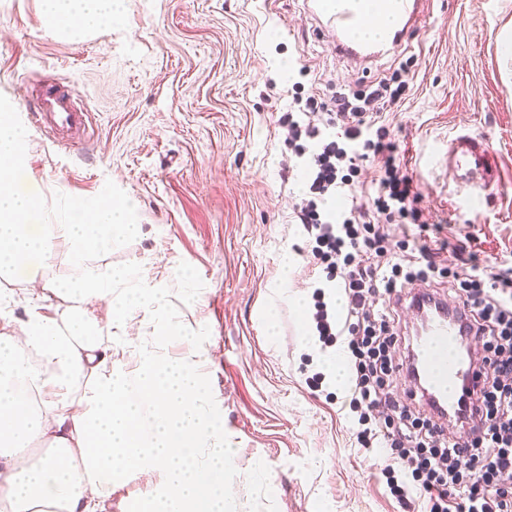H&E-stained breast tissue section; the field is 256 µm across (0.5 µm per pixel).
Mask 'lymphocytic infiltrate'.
Masks as SVG:
<instances>
[{"label":"lymphocytic infiltrate","instance_id":"obj_1","mask_svg":"<svg viewBox=\"0 0 512 512\" xmlns=\"http://www.w3.org/2000/svg\"><path fill=\"white\" fill-rule=\"evenodd\" d=\"M409 83L402 72L366 85L339 86L331 103L307 96L297 113H286L288 142L310 154V199L298 218L313 242L312 254L330 287L345 303L341 316L329 314L324 291H317L313 320L324 343L346 337L351 364L349 406L358 415L354 432L366 451L377 452L390 492L424 512H512V268L479 263L464 242L451 247L448 263L426 239L403 244L404 263L389 258L388 227L428 220L412 177L398 162L391 132L382 119L398 106ZM327 113L325 126L313 115ZM379 167L375 195L357 200L363 161ZM352 197L335 214L318 208L323 196ZM448 281V293L462 300L474 341L485 352V380L476 401L479 420L464 423L465 435L447 440L441 424L416 415L394 399L390 384L398 367L391 350L399 340L396 320L375 310L378 301L398 303L407 283Z\"/></svg>","mask_w":512,"mask_h":512}]
</instances>
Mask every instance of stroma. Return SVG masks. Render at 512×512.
Instances as JSON below:
<instances>
[{
  "mask_svg": "<svg viewBox=\"0 0 512 512\" xmlns=\"http://www.w3.org/2000/svg\"><path fill=\"white\" fill-rule=\"evenodd\" d=\"M512 0H429L418 30L367 70L342 62L305 0H122L121 17L65 36L40 0H0V109L41 89L68 90L90 112L86 147L26 130V183L46 219L68 201L132 207L139 237L94 256L133 265L166 291L191 344L232 455L228 512H403L359 448L349 389H336L313 323L320 270L295 217L304 159L278 120L295 88L328 100L408 65L409 95L385 117L435 240L470 236L480 258L512 266V59L498 38ZM307 75H300V68ZM488 141L507 189L466 197L436 164L460 128Z\"/></svg>",
  "mask_w": 512,
  "mask_h": 512,
  "instance_id": "stroma-1",
  "label": "stroma"
}]
</instances>
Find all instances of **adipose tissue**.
<instances>
[{
    "instance_id": "adipose-tissue-1",
    "label": "adipose tissue",
    "mask_w": 512,
    "mask_h": 512,
    "mask_svg": "<svg viewBox=\"0 0 512 512\" xmlns=\"http://www.w3.org/2000/svg\"><path fill=\"white\" fill-rule=\"evenodd\" d=\"M119 0H42L63 29H86L118 15ZM26 133L0 113V276L61 315L28 311L0 331V512H112L121 482L158 476L140 512H225L224 471L231 451L224 426L207 407L197 356H170L186 342L179 325H157L137 350V398L112 358L139 314H159L162 289L135 267L101 273L85 260L139 235L126 203L73 200L71 219L50 224L39 195L24 186ZM66 241L79 278L44 279L54 240ZM108 303L106 325L88 316Z\"/></svg>"
}]
</instances>
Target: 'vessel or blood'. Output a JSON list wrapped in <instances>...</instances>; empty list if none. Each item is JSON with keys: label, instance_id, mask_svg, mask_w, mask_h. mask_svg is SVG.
<instances>
[{"label": "vessel or blood", "instance_id": "obj_1", "mask_svg": "<svg viewBox=\"0 0 512 512\" xmlns=\"http://www.w3.org/2000/svg\"><path fill=\"white\" fill-rule=\"evenodd\" d=\"M424 0H309L310 14L328 37L337 57L369 62L397 51L418 28ZM390 16L392 23L375 41H358L356 32L370 19ZM24 122L44 130L62 127L84 141L88 115L69 94L49 85L42 89L36 111L22 113ZM446 168L457 190L471 186L491 192L504 185L487 141L480 135L458 132L446 143ZM403 302L418 324L405 366L409 393L421 399L444 420L463 411V387L481 384L483 369L462 347L457 303L429 291L410 288Z\"/></svg>", "mask_w": 512, "mask_h": 512}]
</instances>
